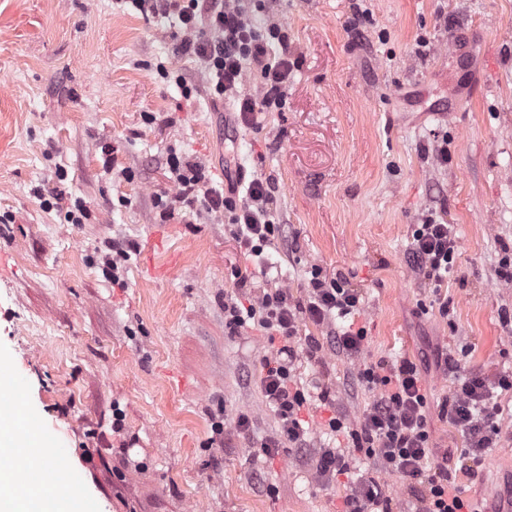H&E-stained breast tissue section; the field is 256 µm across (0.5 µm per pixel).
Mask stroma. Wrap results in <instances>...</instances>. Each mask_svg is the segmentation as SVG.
<instances>
[{
	"instance_id": "1",
	"label": "stroma",
	"mask_w": 512,
	"mask_h": 512,
	"mask_svg": "<svg viewBox=\"0 0 512 512\" xmlns=\"http://www.w3.org/2000/svg\"><path fill=\"white\" fill-rule=\"evenodd\" d=\"M272 21L288 33V98L247 127L213 104L171 19L113 0H0V351L20 380L4 415L58 452L34 488L77 471L100 512H341L347 485L317 482L311 460L329 415L355 423L370 401L359 361L417 365L440 454L463 444L439 415L457 375L512 371V0H266L251 22ZM161 62L196 92L160 78ZM173 151L216 184L234 157L245 179L273 182L286 238L254 289L302 295L316 265L363 296L361 360L297 355L310 447L260 451L278 429L257 383L271 348L224 328L232 271L249 262L221 218L161 217ZM56 188L84 204L82 223L41 208ZM428 216L459 236L437 293L408 261ZM242 413L253 438L235 430ZM462 484L481 512H507L512 443Z\"/></svg>"
}]
</instances>
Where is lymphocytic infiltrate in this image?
Masks as SVG:
<instances>
[{
	"label": "lymphocytic infiltrate",
	"mask_w": 512,
	"mask_h": 512,
	"mask_svg": "<svg viewBox=\"0 0 512 512\" xmlns=\"http://www.w3.org/2000/svg\"><path fill=\"white\" fill-rule=\"evenodd\" d=\"M130 2L141 14L177 19L184 34L182 51L196 57L211 98L232 105L238 121L250 126L257 113L283 109L290 74L288 56L283 52L288 35L274 22L261 29L252 25L250 15L257 0ZM249 80L255 83V92L246 91ZM166 164L177 192L162 201V217L173 216L179 208L197 206L221 215L240 249L258 259L266 248L283 241L284 229L276 220L277 200L269 182L257 177L245 190L226 189L210 182L204 166L177 153H170ZM458 248L455 226L428 218L413 229L409 261L438 289L454 268ZM234 278L238 292L224 298L225 329L236 336L254 327L274 348L272 356L263 358L259 377L262 396L278 424L276 435L261 445L262 454L272 460L282 443L303 448L312 433L302 416L308 399L296 381L295 346L304 342L313 360L322 346L315 337L301 338L302 322L326 328L333 349L362 354L364 331L336 324L337 319H349L360 312L362 295L316 266L311 269L306 293L299 297L285 288H270L254 297L245 290L250 273L238 269ZM356 383L372 395L359 420L348 425L334 417L327 423L330 433L347 438V446H324L313 459L315 475L322 483L346 478L349 491L343 512H392V498L381 482L354 475L353 457L357 454L404 480L421 503L420 512H477L457 471L447 462L431 460L428 394L416 365L407 359L391 365L366 363L358 369ZM511 392V373L492 377L475 373L457 381L451 397L442 401L440 415L465 442L461 458L482 464L489 448L499 443L500 418L505 411L499 396Z\"/></svg>",
	"instance_id": "1"
}]
</instances>
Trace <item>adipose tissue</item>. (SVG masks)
Returning a JSON list of instances; mask_svg holds the SVG:
<instances>
[{"label":"adipose tissue","instance_id":"adipose-tissue-1","mask_svg":"<svg viewBox=\"0 0 512 512\" xmlns=\"http://www.w3.org/2000/svg\"><path fill=\"white\" fill-rule=\"evenodd\" d=\"M52 443L43 435L20 434L12 422L0 420V454L18 455L25 461L47 464ZM8 494L10 499L20 501L23 512H76L85 508L86 512H96L97 504L83 490L79 473H72L69 479L58 486L51 495H42L31 486L14 483L10 472L0 473V495Z\"/></svg>","mask_w":512,"mask_h":512}]
</instances>
